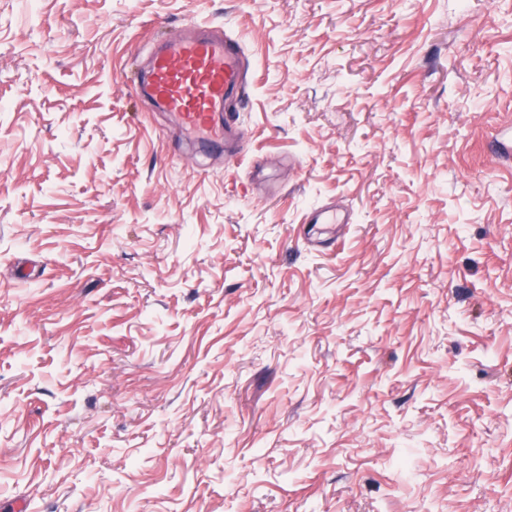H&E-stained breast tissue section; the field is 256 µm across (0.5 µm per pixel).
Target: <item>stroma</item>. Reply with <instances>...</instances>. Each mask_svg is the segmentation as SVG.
<instances>
[{"label":"stroma","instance_id":"obj_1","mask_svg":"<svg viewBox=\"0 0 512 512\" xmlns=\"http://www.w3.org/2000/svg\"><path fill=\"white\" fill-rule=\"evenodd\" d=\"M205 22L257 166L139 90ZM1 100L0 504L512 512V0H0Z\"/></svg>","mask_w":512,"mask_h":512}]
</instances>
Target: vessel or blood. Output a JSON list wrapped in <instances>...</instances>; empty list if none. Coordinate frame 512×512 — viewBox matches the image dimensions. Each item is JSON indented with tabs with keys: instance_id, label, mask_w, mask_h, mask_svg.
Here are the masks:
<instances>
[{
	"instance_id": "obj_1",
	"label": "vessel or blood",
	"mask_w": 512,
	"mask_h": 512,
	"mask_svg": "<svg viewBox=\"0 0 512 512\" xmlns=\"http://www.w3.org/2000/svg\"><path fill=\"white\" fill-rule=\"evenodd\" d=\"M246 73L240 42L220 25L196 23L163 38L153 50L142 90L177 113L185 130L210 145L236 137L238 108L245 105Z\"/></svg>"
}]
</instances>
